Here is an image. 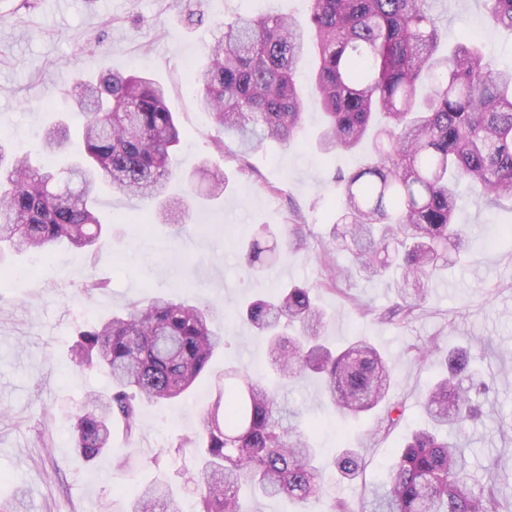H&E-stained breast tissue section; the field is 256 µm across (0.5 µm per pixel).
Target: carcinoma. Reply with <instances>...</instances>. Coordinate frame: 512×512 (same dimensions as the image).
Here are the masks:
<instances>
[{"instance_id":"carcinoma-1","label":"carcinoma","mask_w":512,"mask_h":512,"mask_svg":"<svg viewBox=\"0 0 512 512\" xmlns=\"http://www.w3.org/2000/svg\"><path fill=\"white\" fill-rule=\"evenodd\" d=\"M309 28L286 16L238 17L223 30L198 71L199 107L240 152L265 141L289 143L301 130L304 99L294 76L311 40L318 47L316 101L325 116L318 149L352 152L365 140L372 157L336 177L339 215L331 243L351 255L345 267L328 265L326 285L356 275L384 276L403 269L398 301L388 318L409 320L425 300L432 276L448 254L466 248L454 222L460 187L491 205L512 203V67L486 58L464 41L439 51L442 0H308ZM486 23L512 30V0H484ZM82 118L84 160L57 168L70 137L62 120L49 123L35 165L0 133V258L4 253H49L66 243L94 251L104 235L94 209L99 183L152 204L165 224H179L189 199L173 202L167 186L172 154L186 132L166 102L164 86L142 74L82 76L62 88ZM208 160L218 198L227 188L220 159ZM255 270L279 261L275 248L252 240L241 248ZM313 287H280L247 303L243 319L265 337L270 365L281 380L321 376L329 401L358 418L386 398L391 372L366 339L341 350L322 342L326 314ZM224 330L208 306L153 296L79 332L72 362L82 371H108L112 391L91 394L74 423V448L92 461L112 451V424L138 429V403L177 398L198 382ZM447 375L426 391L428 424L393 460L385 480L370 491L363 512H500L498 472L480 481L466 455L476 397L490 385L475 381L470 354L443 356ZM240 379L219 390L202 415L193 448L199 460L200 512H245L238 496L253 493L306 500L321 490L315 449L290 424L288 409L259 375L231 369ZM340 476L357 479L365 458L345 448L334 458ZM168 489L135 491L128 512H177Z\"/></svg>"}]
</instances>
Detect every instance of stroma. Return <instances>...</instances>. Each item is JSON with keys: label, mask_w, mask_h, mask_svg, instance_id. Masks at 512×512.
Listing matches in <instances>:
<instances>
[{"label": "stroma", "mask_w": 512, "mask_h": 512, "mask_svg": "<svg viewBox=\"0 0 512 512\" xmlns=\"http://www.w3.org/2000/svg\"><path fill=\"white\" fill-rule=\"evenodd\" d=\"M188 0H71L63 15L45 0H0V129L12 132L21 152L39 160L41 131L54 119L74 118L72 101L59 89L75 75L136 69L162 83L167 104L189 137L178 156L171 196H194L181 229L153 221L151 231L131 223L148 215L146 203L100 186L97 207L109 232L96 253L65 246L54 255H12L11 280H0V508L6 512H127L129 493L155 481L168 483L181 512L199 505L189 477L193 452L172 458L164 449L194 436L225 371L234 365L264 372L267 345L243 323L239 306L272 288L308 284L328 319L323 334L337 347L369 339L387 360L392 382L388 402L406 406L395 427H381L384 408L358 420L342 419L327 404L322 383L310 375L288 382L281 395L302 411L301 429L320 452L322 491L304 501L245 494L248 512H331L345 499L360 512L365 487L383 481L393 458L425 420L424 393L439 371L423 357L431 343L447 350L474 343L478 369L498 375L483 403V421L468 433L467 452L477 478L490 459L502 474V512H512V440L498 429L512 426V205L490 206L463 191L457 221L467 231L463 260L430 289L415 315L403 323L380 320L396 290L392 281L356 277L325 286L320 256L336 220L334 177L363 164L366 149L323 160L316 141L323 130L313 90V56H306L299 83L308 112L306 129L290 144L274 141L242 154L226 142L221 166L229 181L218 198L208 195L210 176L200 168L213 156L221 134L198 106L196 69L214 42L215 22L278 13L307 18V0H200L201 20L189 19ZM443 43L478 32L484 52L512 67V32L482 25L483 0H443ZM268 226V245L280 262L251 274L239 247ZM300 227L304 244L294 247ZM109 281L107 291L86 297L88 275ZM188 296L211 306L230 341L209 372L185 396L144 406L135 437L112 432V451L93 462L72 446L73 417L93 391L110 388L106 371L76 372L70 348L78 330L153 294ZM363 449L366 468L354 483L340 481L331 466L337 449Z\"/></svg>", "instance_id": "obj_1"}]
</instances>
